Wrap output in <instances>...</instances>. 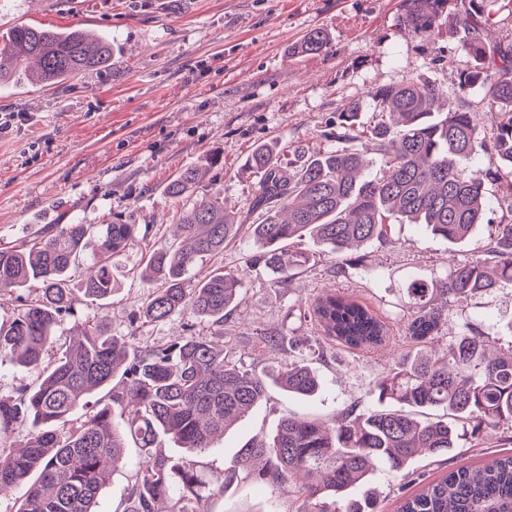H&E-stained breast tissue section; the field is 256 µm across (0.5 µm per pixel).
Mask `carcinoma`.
<instances>
[{
  "label": "carcinoma",
  "mask_w": 512,
  "mask_h": 512,
  "mask_svg": "<svg viewBox=\"0 0 512 512\" xmlns=\"http://www.w3.org/2000/svg\"><path fill=\"white\" fill-rule=\"evenodd\" d=\"M408 3L403 24L423 36L439 30L451 6V0ZM488 22L478 4L460 18L476 65L455 96L422 79L380 87L372 94L374 123L360 122V103H350L325 134L335 146L299 165L282 162L266 145L253 147L246 165L257 179L255 205L266 211L261 223L239 224L220 197L202 198L179 218L185 245L145 253L139 274L160 286L142 308L144 322H164L189 310L205 325L204 333L191 326L188 335L163 349L122 344L88 322L77 342L67 345L54 336L79 305L112 297L113 260L140 245L137 224H47L34 239L0 247V299L25 288L33 293L12 318L0 321V364L43 366L36 386L0 397V440L36 426L20 451L0 453V497L28 485L15 512H97L105 475L122 459L129 439L142 461L133 506L125 512H157L161 501L166 512H212V496L240 476L282 487L299 475L311 482L295 486V512H379L378 494L368 487L374 462L412 482L417 456H443L459 447L455 422L469 424L473 436L512 429V345L489 358L491 336L463 308L473 297L512 287L510 221L492 225L478 257L408 284L405 340L411 349L373 386L378 400L392 407L361 411L350 405L332 423L284 417L267 439L241 449L224 484L212 487L199 479L195 461L157 451L162 434L191 453L211 447L272 385L300 397L321 388L319 374L302 357L288 356L271 375L232 360L224 344V316L238 305L241 282L222 267L201 279L188 277L200 258L245 236L261 247L254 261L282 283L306 264L308 257L290 246L307 236L341 255L355 245L386 242L395 222L423 224L452 243L484 223V177L500 174L502 164L512 166V47L489 36ZM327 45L325 31L313 29L297 51L316 55ZM112 56L109 38L84 29L17 25L0 47V81L24 75L46 86L60 84L89 68L112 66ZM481 86L488 88L489 107L501 114L483 137L477 114L463 109L468 91ZM479 148L493 163L483 175L467 166ZM367 153L379 155L382 165L364 178ZM198 181L199 171L188 169L170 182L168 195L180 198ZM89 239L95 251L74 285ZM308 313L323 336L349 348L390 340L387 324L348 295L327 292ZM449 322L455 332L445 356L420 349ZM104 389L108 400H92ZM115 406L124 413L119 424L112 419ZM408 408H441L452 421L419 420ZM60 422L71 424L67 433L57 432ZM359 487L361 495L351 493ZM398 512H512V454L421 482L401 497Z\"/></svg>",
  "instance_id": "obj_1"
}]
</instances>
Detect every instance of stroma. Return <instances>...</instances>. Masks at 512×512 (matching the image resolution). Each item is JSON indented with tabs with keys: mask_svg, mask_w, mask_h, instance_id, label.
<instances>
[{
	"mask_svg": "<svg viewBox=\"0 0 512 512\" xmlns=\"http://www.w3.org/2000/svg\"><path fill=\"white\" fill-rule=\"evenodd\" d=\"M407 0H0V35L20 23L79 27L111 38V69H88L59 86L0 82V113L12 112L0 130V241L16 244L46 224H105L119 218L141 227L140 247L118 258L112 299L81 306L56 334L68 338L76 322L103 326L109 335H135L167 347L195 324L192 313L159 324L139 320L151 286L138 268L147 248L175 245L181 212L220 195L242 224L262 220L253 207L255 178L245 160L253 144H271L281 159L326 150L324 137L337 112L360 102L362 122L374 118L371 92L410 78L426 79L454 94L475 61L466 33L441 26L428 38L405 29ZM329 35L317 56L293 48L309 30ZM187 168L203 177L178 199L168 183ZM488 236L478 225L464 242L434 237L420 224H395L387 244L370 243L336 256L306 240L309 263L287 285L264 265L252 264L258 247L248 239L204 258L200 278L221 266L237 271L242 300L224 318L232 357L261 374L274 371L271 352L257 331L280 338L283 347L303 342L322 387L300 399L270 387L269 398L211 448L195 454L199 477L222 483L240 450L269 435L280 417L333 421L349 405L378 408L370 389L389 371L404 345L406 287L444 273L449 259L473 257ZM355 299L387 323L390 342L352 351L323 338L305 309L329 290ZM465 312L495 337L512 344V289L468 301ZM512 454L499 432L461 441L436 459L420 456L414 474L441 476L463 462ZM141 460L136 446L102 487L97 512H119ZM212 512H293L295 498L264 482L236 480L210 501Z\"/></svg>",
	"mask_w": 512,
	"mask_h": 512,
	"instance_id": "1",
	"label": "stroma"
}]
</instances>
